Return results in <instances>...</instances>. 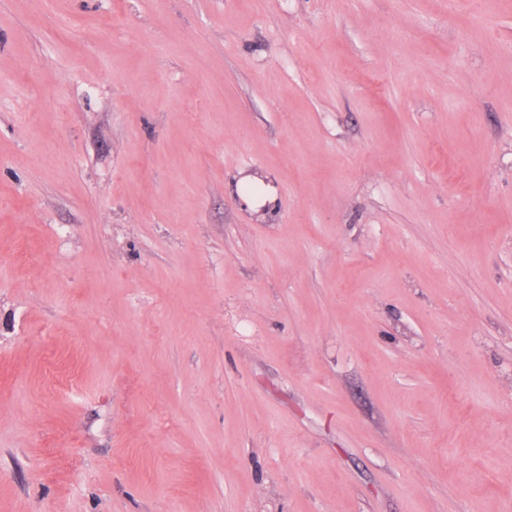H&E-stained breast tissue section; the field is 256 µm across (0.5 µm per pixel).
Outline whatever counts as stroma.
<instances>
[{
	"mask_svg": "<svg viewBox=\"0 0 512 512\" xmlns=\"http://www.w3.org/2000/svg\"><path fill=\"white\" fill-rule=\"evenodd\" d=\"M0 512H512V0H0Z\"/></svg>",
	"mask_w": 512,
	"mask_h": 512,
	"instance_id": "35a3bbf8",
	"label": "stroma"
}]
</instances>
